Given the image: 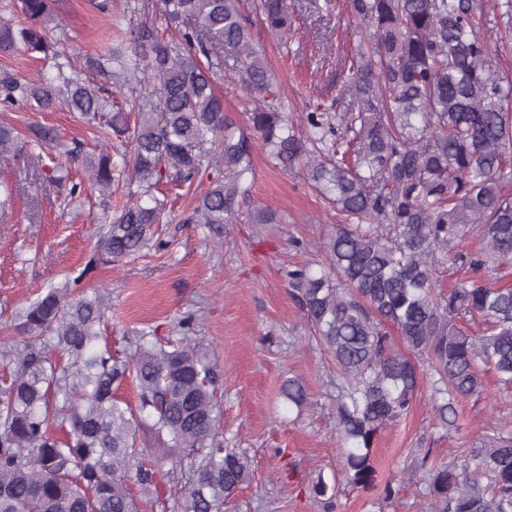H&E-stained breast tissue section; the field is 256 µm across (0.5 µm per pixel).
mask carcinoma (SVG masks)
<instances>
[{
  "mask_svg": "<svg viewBox=\"0 0 512 512\" xmlns=\"http://www.w3.org/2000/svg\"><path fill=\"white\" fill-rule=\"evenodd\" d=\"M55 0H18L24 23L0 18V54H40L54 70L33 81L0 68V110L65 105L97 127L112 104L108 88L81 70L51 38ZM175 36L126 26L112 0H96L119 42L92 64L127 89L134 126L123 111L110 128L125 143L122 164L109 151L87 155L66 147L57 129L0 123V158L49 159V181L76 193L78 183L56 158L81 163L90 187L125 186L127 202L97 237L86 264L134 259L162 249L158 225L165 203L151 194L162 182L204 175L209 188L184 222L214 238L234 223L251 190L254 142L283 171L305 181L336 208L342 223L324 242L318 270H288V282L320 344L336 364V421L343 444L342 477L369 488L375 481L377 434L407 416L422 383L430 385L437 424L462 432L457 405L484 390L480 366L512 386V289L489 273L512 265V83L491 73L490 48L475 21L498 8L492 0H345L363 39L344 60L333 111L305 106L303 130L288 124L279 86L253 46L252 24L238 0H161ZM260 23L288 48L294 32L288 0H259ZM236 53L232 84L254 104L248 129L224 112L213 87L224 50ZM152 90L137 93L141 77ZM252 224H279L271 211H248ZM481 245L467 250L466 236ZM467 277L437 290L436 269ZM54 287L18 313L0 349V512H153L155 464L184 450L177 489L181 512H224V502L253 475L251 459L215 440L216 373L192 342L196 317L177 322L162 341L143 332L122 359L100 346L107 303L98 290L72 295ZM483 319L486 328L459 323ZM396 328L398 347L387 331ZM427 356L420 370L414 356ZM132 380L138 407L115 397ZM288 405L309 402L290 379ZM166 436L159 453L136 447L144 419ZM427 492L422 512H512V426L486 428L480 446L450 462L426 451L420 462ZM144 499L136 501L129 478ZM324 478L310 491L333 506Z\"/></svg>",
  "mask_w": 512,
  "mask_h": 512,
  "instance_id": "cac0c4a2",
  "label": "carcinoma"
}]
</instances>
